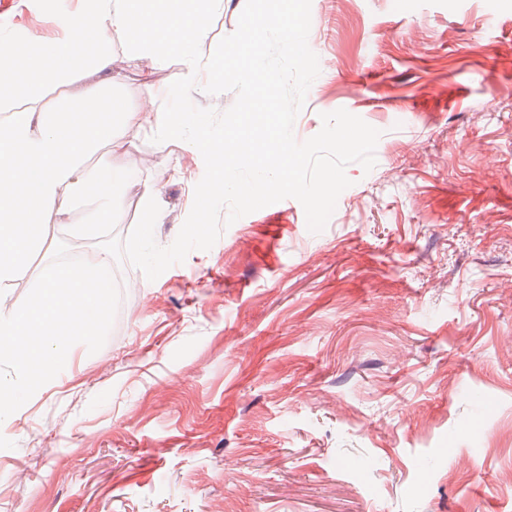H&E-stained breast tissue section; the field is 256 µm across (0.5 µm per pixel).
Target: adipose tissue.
I'll return each instance as SVG.
<instances>
[{
    "label": "adipose tissue",
    "mask_w": 512,
    "mask_h": 512,
    "mask_svg": "<svg viewBox=\"0 0 512 512\" xmlns=\"http://www.w3.org/2000/svg\"><path fill=\"white\" fill-rule=\"evenodd\" d=\"M78 2L77 11L60 20L62 38L20 30L0 48V101L17 95L25 102L0 119V288L27 268L49 225L67 223L73 201L91 199L97 204L95 222L81 227L84 237H93L111 223L114 190L124 179L123 171L103 165L85 174L81 165L101 145L113 153L125 152L127 131H154L161 147L179 144L207 158L213 178L195 191L189 227L193 234L204 229L209 201L231 188V176L241 164L279 174L272 184L276 190L286 189L299 164L273 111L265 141L257 147L251 144L250 125H239L235 138L214 141L191 116L164 120L114 98L101 100L95 112L49 111L46 90L74 72L100 76L108 84L114 81L111 46L116 35L130 37L135 55L143 60L154 62L164 51L175 52L189 67V85H196L194 67L209 37V15L221 0ZM264 28V21H252L235 46L239 74L263 92L274 81L260 50Z\"/></svg>",
    "instance_id": "obj_1"
}]
</instances>
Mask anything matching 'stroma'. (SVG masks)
<instances>
[{
  "instance_id": "1",
  "label": "stroma",
  "mask_w": 512,
  "mask_h": 512,
  "mask_svg": "<svg viewBox=\"0 0 512 512\" xmlns=\"http://www.w3.org/2000/svg\"><path fill=\"white\" fill-rule=\"evenodd\" d=\"M77 0H17L0 31L51 35ZM320 73L297 140L343 108L378 129L376 164L325 229L288 198L156 280L118 265L104 346L0 422V512H512V0H312ZM105 96L162 110L187 66L135 59ZM114 234L164 186L166 247L210 179L204 157L127 135ZM55 224L0 290L20 306Z\"/></svg>"
}]
</instances>
